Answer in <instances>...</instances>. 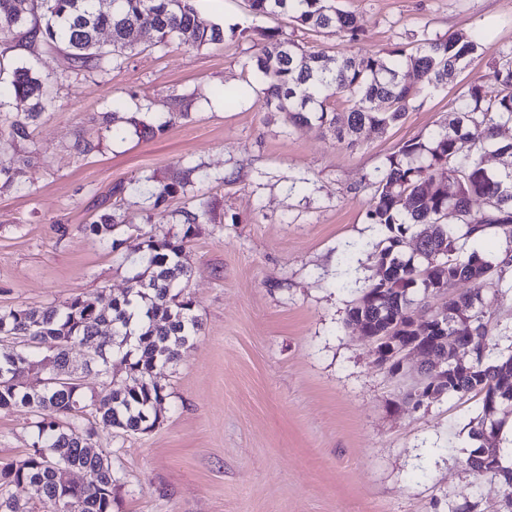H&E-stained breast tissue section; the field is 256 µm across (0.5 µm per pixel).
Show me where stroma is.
<instances>
[{"label":"stroma","instance_id":"35a3bbf8","mask_svg":"<svg viewBox=\"0 0 512 512\" xmlns=\"http://www.w3.org/2000/svg\"><path fill=\"white\" fill-rule=\"evenodd\" d=\"M360 39L298 30L334 56L414 47L482 32L468 66L424 91L405 119L353 147L288 123L261 97L225 104L252 85L247 30L269 26L246 0H195L201 20L234 19L223 42L188 48L144 33L123 68L70 71L62 49L0 40V64L31 66L49 97L14 154L21 174L0 181V310L45 307L104 290L121 295L148 237L180 234L181 210L207 201L212 223L185 246L188 293L202 331L156 371L168 397L151 431L99 432L118 479L112 512H506L497 479L465 465L476 400L420 409L404 396L422 373L394 374L347 311L379 278L380 226L368 203L388 156L446 120L457 95L512 58V0H337ZM150 122L113 139L104 112ZM95 143L89 154L76 142ZM188 176L186 194L155 204L160 182ZM124 218L102 248L88 224ZM23 408L0 410V461L18 460L34 433Z\"/></svg>","mask_w":512,"mask_h":512}]
</instances>
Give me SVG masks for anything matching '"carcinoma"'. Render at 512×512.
<instances>
[{"label": "carcinoma", "instance_id": "obj_1", "mask_svg": "<svg viewBox=\"0 0 512 512\" xmlns=\"http://www.w3.org/2000/svg\"><path fill=\"white\" fill-rule=\"evenodd\" d=\"M334 0H248L257 17L287 16L309 31L329 30L355 41L358 25L353 13L333 5ZM112 34V48L99 44L103 30ZM152 32L157 45L178 39L194 46L224 41L217 24H204L194 0H0V37L15 34L33 41L61 44L71 67L100 71L120 69L122 53L138 45L142 32ZM260 48L245 66L258 81L265 105L286 114L288 121L316 126L339 143L353 147L367 131L384 132L400 123L425 89L446 84L478 49L477 36L450 34L422 38L407 52L386 55L329 56L305 48L279 27L259 30ZM9 94L34 99L31 111L7 121L10 146L29 138V123L43 106L44 81L26 66L12 68L0 78V98ZM344 97L343 112L329 110L327 102ZM387 101L380 111L376 102ZM512 123V61L498 64L485 79L470 84L458 97L448 122L427 136L407 140L387 158L367 210L371 224L385 231L376 254L382 277L364 289L348 310V321L363 324L379 345L398 339L405 344L429 345L434 324L418 314L415 295L430 290L448 297L445 310L452 324L448 335L472 332L477 336V367L448 379L445 394L477 398L478 414L470 421L474 441L467 465L488 473L505 487L512 505V447L503 446L502 421L490 419L495 394L512 402V354L487 359L491 312L482 304L484 287L504 267L492 263L469 242L487 231L512 243V177L494 175L485 164L488 148L512 158V141L497 140L499 127ZM470 144L461 153L462 144ZM454 194L448 195V183ZM179 182L154 187L155 202L185 193ZM481 199L486 209L471 210ZM455 226L448 227V215ZM179 238L146 240L140 260L129 265L128 288L119 297L76 296L42 308L16 307L0 312V379H13L25 367L34 374L51 372L56 382L26 388L0 386V409L25 407L35 417V432L26 456L0 462V512H59L69 501L76 512H112V489L117 478L110 453L87 443L96 428L123 434L145 433L159 421L158 408L167 399L154 374L158 367L176 363L201 330L194 302L186 292L190 272L182 262L183 244L210 223L202 207L182 211ZM115 216L104 215L89 225L99 243L114 247ZM466 287L453 291L456 285ZM88 347L92 367L101 378L100 391L87 398L80 377L70 364V350ZM123 363L126 378L112 375V359ZM418 409L429 402L428 382L415 384L406 394ZM493 436L498 467L492 471L475 464ZM79 471L87 480L66 486L64 472ZM35 486L40 508L22 501L20 491Z\"/></svg>", "mask_w": 512, "mask_h": 512}]
</instances>
